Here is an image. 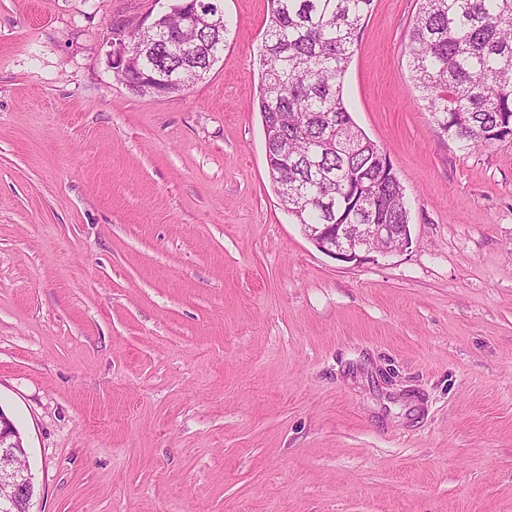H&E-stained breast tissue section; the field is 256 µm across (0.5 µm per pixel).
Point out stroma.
Segmentation results:
<instances>
[{"mask_svg": "<svg viewBox=\"0 0 512 512\" xmlns=\"http://www.w3.org/2000/svg\"><path fill=\"white\" fill-rule=\"evenodd\" d=\"M168 0H0V408L34 512H512V139L461 149L375 0L348 109L412 202L346 263L281 205L253 109L268 0L189 89L112 27ZM154 26V20L148 25H145V21H142L135 26L122 27L118 33H113L114 41L110 42L112 50L109 51L110 67L113 69V72L119 76V80L124 83L127 88H129L128 83L132 82L125 76V71L130 65L128 56V37L132 33L144 35L148 32H151ZM114 37L116 38L114 39Z\"/></svg>", "mask_w": 512, "mask_h": 512, "instance_id": "stroma-1", "label": "stroma"}]
</instances>
